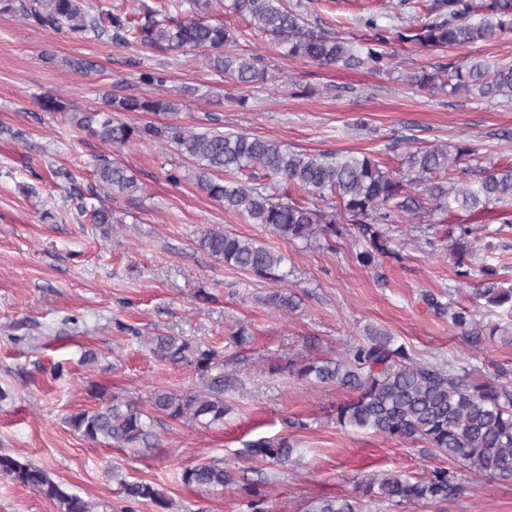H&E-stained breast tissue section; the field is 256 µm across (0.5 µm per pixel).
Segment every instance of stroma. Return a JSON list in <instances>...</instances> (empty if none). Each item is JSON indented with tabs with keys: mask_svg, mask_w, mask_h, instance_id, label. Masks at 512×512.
Returning a JSON list of instances; mask_svg holds the SVG:
<instances>
[{
	"mask_svg": "<svg viewBox=\"0 0 512 512\" xmlns=\"http://www.w3.org/2000/svg\"><path fill=\"white\" fill-rule=\"evenodd\" d=\"M366 14L391 28L418 24L424 11L399 0H306L303 7L309 22L353 42L369 35L358 23ZM217 15L237 34L233 52L264 58L267 83L239 85L201 54L176 57L107 35L78 38L0 13V453L44 468L93 512H155L124 499V479L157 485L173 512H250L244 488L253 483L266 512H303L314 498L355 493L379 471L447 466L426 444L337 427L335 409L353 392L300 377L303 366L363 341L366 327L388 331L421 362L467 363L475 383L497 367L512 369V311L474 300L483 278L461 284L449 236L452 225H471L472 267H493L498 285L512 286V203L460 212L444 224L390 225L392 254L367 268L355 258L363 247L355 225H343L329 244L281 239L207 197L194 162L174 148H117L78 126L82 113L107 110L109 97L137 96L171 100L178 112H122L120 121L244 131L312 155L370 154L393 169L414 141L470 145L475 171L512 163V101L431 93L405 81L407 72L458 61L462 50L397 44L378 72L324 67L290 56L286 44L231 10ZM144 72L159 82H140ZM46 96L65 111H44ZM101 158L128 168L139 192L101 195ZM172 171L178 183L168 181ZM85 203L110 211L113 223H91ZM218 226L284 254L288 279L212 258L198 241ZM277 292L295 294L298 309H276L270 298ZM428 292L469 308L478 342L429 312ZM123 323L216 349L223 423L153 413L154 446L139 453L90 442L67 426L66 415L98 406L94 385L144 409L152 391L203 388L195 365L154 358L120 331ZM55 362L66 366L64 377L52 376ZM260 438L287 439L296 465L251 458L247 445ZM213 461L233 483L219 491L183 483L184 468ZM0 512H58V505L0 477ZM444 512H512V481L466 482Z\"/></svg>",
	"mask_w": 512,
	"mask_h": 512,
	"instance_id": "obj_1",
	"label": "stroma"
}]
</instances>
